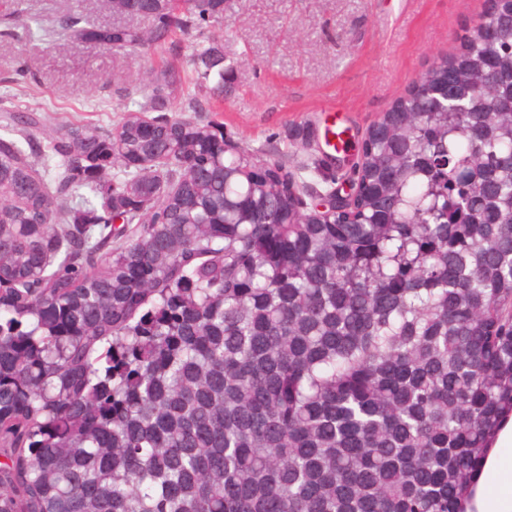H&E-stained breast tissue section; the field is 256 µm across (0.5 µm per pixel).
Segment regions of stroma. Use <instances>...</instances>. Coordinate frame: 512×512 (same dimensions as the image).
<instances>
[{"label": "stroma", "instance_id": "obj_1", "mask_svg": "<svg viewBox=\"0 0 512 512\" xmlns=\"http://www.w3.org/2000/svg\"><path fill=\"white\" fill-rule=\"evenodd\" d=\"M484 8L485 0H228L210 32L230 70L205 118L228 143L318 191L326 186L309 170L316 158H332L347 183L368 129L433 61L459 49ZM71 13L93 25L115 19L105 0H0V18L17 20L0 35V101L40 108L46 131L112 127L121 89L172 61L190 68L200 40L192 30L178 37L177 54L148 42L129 52L51 41L34 26ZM25 65L31 76H20ZM330 128L343 132L347 151L326 145Z\"/></svg>", "mask_w": 512, "mask_h": 512}]
</instances>
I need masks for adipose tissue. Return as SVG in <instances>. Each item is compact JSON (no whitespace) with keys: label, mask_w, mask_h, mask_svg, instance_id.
Wrapping results in <instances>:
<instances>
[{"label":"adipose tissue","mask_w":512,"mask_h":512,"mask_svg":"<svg viewBox=\"0 0 512 512\" xmlns=\"http://www.w3.org/2000/svg\"><path fill=\"white\" fill-rule=\"evenodd\" d=\"M465 512H512V417L498 429Z\"/></svg>","instance_id":"adipose-tissue-1"}]
</instances>
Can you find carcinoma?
Here are the masks:
<instances>
[{
  "instance_id": "carcinoma-1",
  "label": "carcinoma",
  "mask_w": 512,
  "mask_h": 512,
  "mask_svg": "<svg viewBox=\"0 0 512 512\" xmlns=\"http://www.w3.org/2000/svg\"><path fill=\"white\" fill-rule=\"evenodd\" d=\"M223 14L133 0L155 44L203 41L109 129L0 109V512H463L512 415V11L367 131L341 224L280 166L256 183L197 97L166 116L224 95ZM81 22L40 29L147 39ZM202 38L195 30L179 35L177 39L178 44V56L176 57L175 63L186 70L191 67V58L194 53L195 46Z\"/></svg>"
}]
</instances>
